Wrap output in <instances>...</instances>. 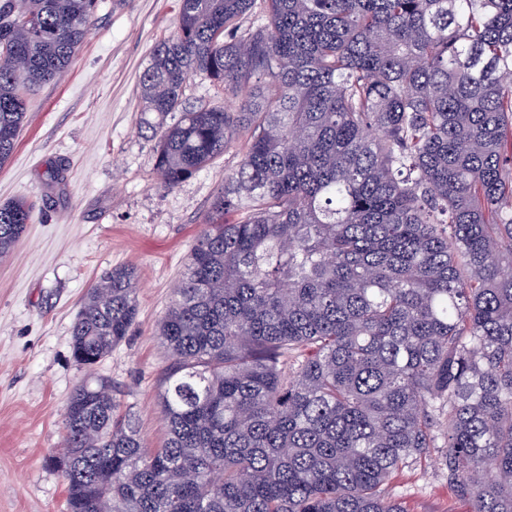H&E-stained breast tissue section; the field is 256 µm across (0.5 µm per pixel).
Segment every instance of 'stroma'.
Returning <instances> with one entry per match:
<instances>
[{
    "mask_svg": "<svg viewBox=\"0 0 512 512\" xmlns=\"http://www.w3.org/2000/svg\"><path fill=\"white\" fill-rule=\"evenodd\" d=\"M176 0H102L61 81L29 94L27 123L0 166V204L35 208L0 259V512H67L61 473L64 409L88 372L108 379L137 415L141 436L165 439L157 399L172 362L157 325L170 305L201 217L246 150L224 155L178 186L155 175L159 137L140 126V76L175 23ZM64 178L51 179L54 169ZM139 275L127 338L94 370L72 357V325L88 289L115 266ZM386 489L404 512H466L437 457L394 473Z\"/></svg>",
    "mask_w": 512,
    "mask_h": 512,
    "instance_id": "1",
    "label": "stroma"
}]
</instances>
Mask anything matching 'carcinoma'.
<instances>
[{
    "label": "carcinoma",
    "mask_w": 512,
    "mask_h": 512,
    "mask_svg": "<svg viewBox=\"0 0 512 512\" xmlns=\"http://www.w3.org/2000/svg\"><path fill=\"white\" fill-rule=\"evenodd\" d=\"M99 6L0 0V166ZM194 77L238 111L190 104ZM140 88L160 185L247 148L158 324L167 438L85 380L68 512H402L386 480L432 452L470 512H512V0H177ZM33 213L0 204V258ZM137 314L110 269L73 358Z\"/></svg>",
    "instance_id": "carcinoma-1"
}]
</instances>
